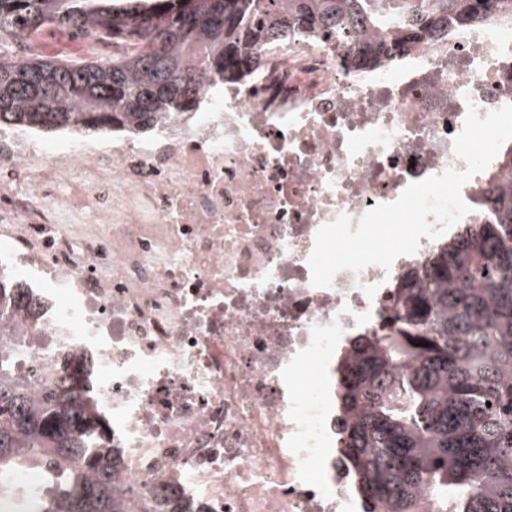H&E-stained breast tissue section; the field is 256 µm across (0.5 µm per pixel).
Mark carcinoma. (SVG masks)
Returning a JSON list of instances; mask_svg holds the SVG:
<instances>
[{
  "label": "carcinoma",
  "instance_id": "cac0c4a2",
  "mask_svg": "<svg viewBox=\"0 0 512 512\" xmlns=\"http://www.w3.org/2000/svg\"><path fill=\"white\" fill-rule=\"evenodd\" d=\"M0 0V45L47 30L88 35L122 53L22 58L0 50V128L147 129L197 109L218 77L237 82L260 48L295 34L341 46L373 37L412 44L512 0ZM464 232L392 289L387 323L338 363L341 453L359 476L363 512H512V186L480 202ZM25 309L0 272L3 309ZM25 328L0 349V512H146L112 479V448L80 368L45 375ZM427 342L422 347L418 342ZM35 462L43 490L13 476Z\"/></svg>",
  "mask_w": 512,
  "mask_h": 512
}]
</instances>
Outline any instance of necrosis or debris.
I'll list each match as a JSON object with an SVG mask.
<instances>
[{
	"mask_svg": "<svg viewBox=\"0 0 512 512\" xmlns=\"http://www.w3.org/2000/svg\"><path fill=\"white\" fill-rule=\"evenodd\" d=\"M471 104L512 105V23L379 67L297 37L145 133L0 129V269L37 303L32 357L87 364L118 485L154 512H362L337 446L336 358L439 243L329 288L308 258L337 215L465 170L453 139Z\"/></svg>",
	"mask_w": 512,
	"mask_h": 512,
	"instance_id": "1",
	"label": "necrosis or debris"
}]
</instances>
